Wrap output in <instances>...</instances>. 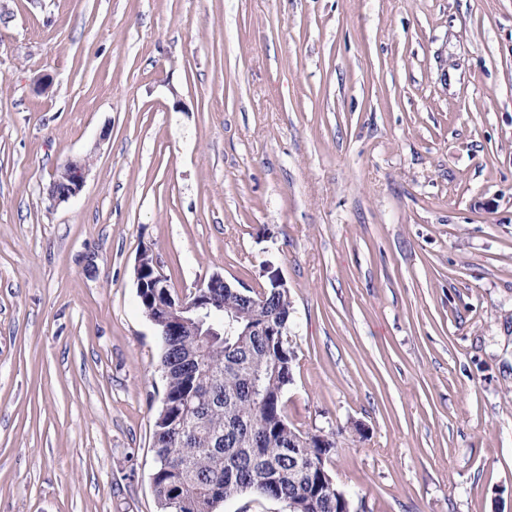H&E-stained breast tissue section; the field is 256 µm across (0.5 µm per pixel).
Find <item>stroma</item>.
Instances as JSON below:
<instances>
[{
    "label": "stroma",
    "mask_w": 512,
    "mask_h": 512,
    "mask_svg": "<svg viewBox=\"0 0 512 512\" xmlns=\"http://www.w3.org/2000/svg\"><path fill=\"white\" fill-rule=\"evenodd\" d=\"M0 512H160L135 284L282 277L365 512H512V0H0ZM84 156L56 205V168ZM89 165L84 158L71 159L52 176L47 186L48 198L53 204L66 203L82 191Z\"/></svg>",
    "instance_id": "stroma-1"
}]
</instances>
